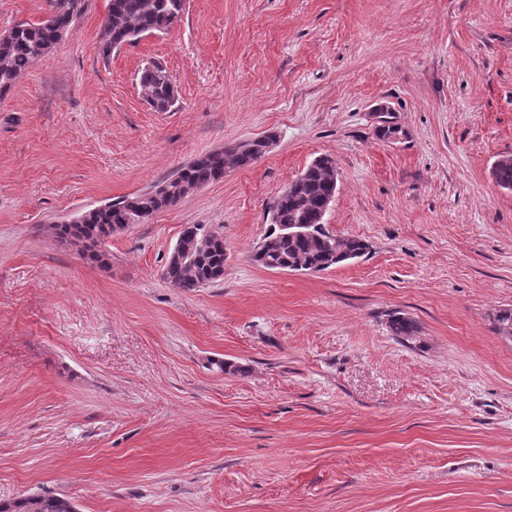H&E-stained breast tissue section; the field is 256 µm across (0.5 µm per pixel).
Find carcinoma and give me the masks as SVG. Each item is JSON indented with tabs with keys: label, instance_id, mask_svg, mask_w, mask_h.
I'll return each instance as SVG.
<instances>
[{
	"label": "carcinoma",
	"instance_id": "obj_1",
	"mask_svg": "<svg viewBox=\"0 0 512 512\" xmlns=\"http://www.w3.org/2000/svg\"><path fill=\"white\" fill-rule=\"evenodd\" d=\"M185 0H109L99 42L100 52L109 56L113 50L136 42L147 34L163 32L177 22ZM86 0H48L45 16L34 23H20L0 34V94L8 91L40 58L48 54L69 30L85 8ZM144 101L156 112H167L177 102L172 94V80L158 64L144 68L139 76ZM265 155V140L256 139L242 146H226L202 155L164 179L169 190L132 194L99 209L83 212L84 224L71 229L67 224L53 225L54 235L81 246L82 256L92 263L103 262L98 246L117 233L120 224H140L161 210L183 199L181 187L200 189L224 177L228 169L247 168ZM491 176L497 186L512 191V156L498 158ZM336 168L332 158L313 161L272 199L268 214L272 228L267 240L254 253L262 267L291 271H323L365 255L368 245L357 237H339L325 229L320 209L336 189ZM195 237H206L209 246L199 252L189 244ZM188 247L170 255L164 278L174 288L193 291L224 277V238L205 224H194L185 240ZM391 335L410 339L417 333L411 318L400 312L390 315ZM74 506L56 495H32L0 512H72Z\"/></svg>",
	"mask_w": 512,
	"mask_h": 512
}]
</instances>
